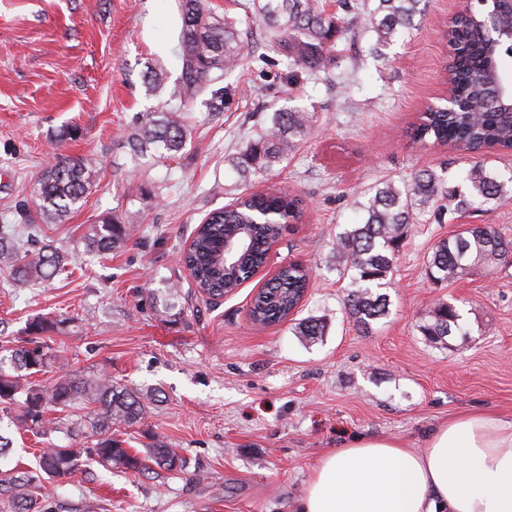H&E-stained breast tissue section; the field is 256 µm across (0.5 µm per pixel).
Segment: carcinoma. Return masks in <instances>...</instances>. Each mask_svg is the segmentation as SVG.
<instances>
[{
	"label": "carcinoma",
	"instance_id": "obj_1",
	"mask_svg": "<svg viewBox=\"0 0 512 512\" xmlns=\"http://www.w3.org/2000/svg\"><path fill=\"white\" fill-rule=\"evenodd\" d=\"M424 0H378L371 10L356 0H343L345 16L325 11L319 0H245L244 11L256 10L275 36L274 45L290 64L315 76L324 71L336 34L344 30L375 33L374 51L386 58L385 49L409 33L424 12ZM180 18L179 48L181 87L174 93L180 102L211 93L212 72H233L242 47L236 21L213 16L206 0H177ZM494 4H470L446 32L458 46V56L448 65L446 81L461 105L452 112H422L412 138L437 145L451 143L463 151L512 150V112H504L488 88V57L484 44L486 20ZM138 133L132 138L135 152L176 155L186 145V127L179 108L150 111L136 117ZM312 116L304 108L273 113L259 138L234 160L242 175L270 171L283 162L295 141L310 133ZM91 162L62 157L36 181L37 213L41 224H57L83 201L92 185ZM512 176H503L482 164L469 168L459 183L445 186L432 169L419 170L403 183L382 182L360 193L362 217L338 236L337 253L349 282L345 308L353 322L368 328L388 314L387 287L396 252L407 225L427 209L436 222L445 213L466 212L475 206L493 209L512 198L506 189ZM303 216V201L286 192L252 193L234 199L207 214L191 237L185 266L202 294H232L258 274L267 262L271 246L286 224ZM133 229L111 215L94 225L86 247L99 253L128 242ZM39 247L20 244L8 226L0 225V269L9 271L20 287L49 280L66 270L70 259L50 241ZM512 254L506 240L490 225H472L439 240L428 263L436 284L458 280L476 266L489 267ZM309 273L290 263L269 279L265 290L254 296L249 308L258 322L284 323L298 307L309 285ZM461 315L447 302L437 304L430 322L421 326L434 344L461 331ZM63 321L44 315L30 318L24 328V345L0 347V424L32 434L43 444L34 468L21 463L0 473V512H42L37 490L49 478L64 483L88 460L101 466L152 473L158 466L175 470L185 466L176 449L161 436L144 434L143 449L124 447L117 438L120 426L147 418L148 398L134 390L118 389L104 372L64 373L49 383L36 376L47 374L57 363V350L46 344L47 335L60 330ZM299 335L321 336L324 325L317 317L298 323ZM86 414L81 415L79 411ZM88 429L90 444L78 448L62 444L59 435L77 436Z\"/></svg>",
	"mask_w": 512,
	"mask_h": 512
}]
</instances>
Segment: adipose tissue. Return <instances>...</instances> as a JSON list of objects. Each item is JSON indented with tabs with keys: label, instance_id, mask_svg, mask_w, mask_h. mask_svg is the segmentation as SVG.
<instances>
[{
	"label": "adipose tissue",
	"instance_id": "ef3b65f1",
	"mask_svg": "<svg viewBox=\"0 0 512 512\" xmlns=\"http://www.w3.org/2000/svg\"><path fill=\"white\" fill-rule=\"evenodd\" d=\"M299 512H512V418L449 417L424 447L360 436L324 454Z\"/></svg>",
	"mask_w": 512,
	"mask_h": 512
}]
</instances>
